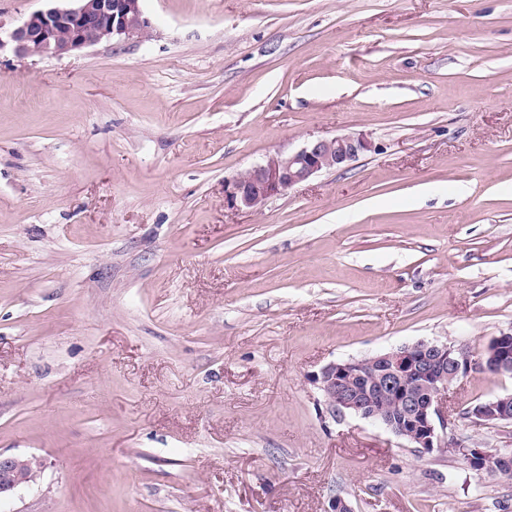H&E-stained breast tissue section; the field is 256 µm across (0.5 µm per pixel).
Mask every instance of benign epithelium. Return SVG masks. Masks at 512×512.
I'll use <instances>...</instances> for the list:
<instances>
[{
  "label": "benign epithelium",
  "mask_w": 512,
  "mask_h": 512,
  "mask_svg": "<svg viewBox=\"0 0 512 512\" xmlns=\"http://www.w3.org/2000/svg\"><path fill=\"white\" fill-rule=\"evenodd\" d=\"M71 7L53 4L32 12L6 36L0 54L17 57H62L115 38L142 40L149 35L143 0H74ZM371 148L362 134H346L306 142L293 153H275L224 184V202L236 209L259 211L268 200L324 170L343 169ZM376 371L381 391L393 400L387 411L375 404L370 391L353 389L367 368ZM493 369L512 375V333L494 337L476 357L446 343L417 341L371 358L333 361L313 377L326 410L334 419L353 415L382 425L408 440L421 454L448 447V418L443 411L450 384L473 371ZM474 423L512 422V396L477 406L467 413ZM467 465L494 472L512 467V455L501 448H465ZM43 463L36 457L0 453V499L36 482Z\"/></svg>",
  "instance_id": "obj_1"
}]
</instances>
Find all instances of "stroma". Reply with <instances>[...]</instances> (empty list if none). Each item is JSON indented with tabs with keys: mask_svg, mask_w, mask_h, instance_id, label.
I'll list each match as a JSON object with an SVG mask.
<instances>
[{
	"mask_svg": "<svg viewBox=\"0 0 512 512\" xmlns=\"http://www.w3.org/2000/svg\"><path fill=\"white\" fill-rule=\"evenodd\" d=\"M150 37L0 60V512H512V483L332 419L326 364L512 332V0H143ZM374 148L270 199L267 155ZM512 395L473 372L448 434ZM371 148L363 134L307 141L293 153H275L224 184V202L236 209L259 211L268 200L324 170L343 169ZM36 462L34 469L32 463ZM43 463L36 457H22L0 453V501L18 488L36 482Z\"/></svg>",
	"mask_w": 512,
	"mask_h": 512,
	"instance_id": "1",
	"label": "stroma"
}]
</instances>
